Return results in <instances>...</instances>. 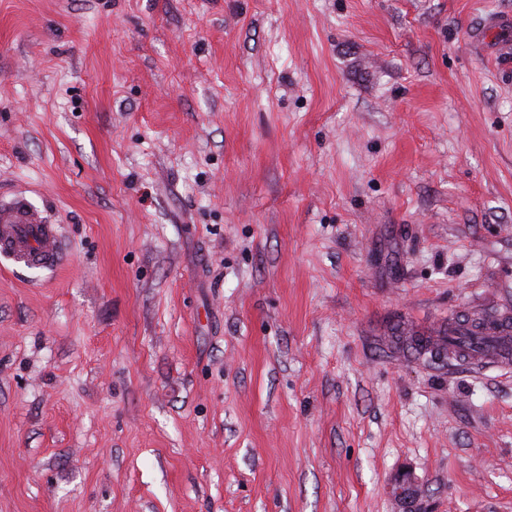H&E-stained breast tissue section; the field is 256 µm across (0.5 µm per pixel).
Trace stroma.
Listing matches in <instances>:
<instances>
[{"instance_id": "1", "label": "stroma", "mask_w": 512, "mask_h": 512, "mask_svg": "<svg viewBox=\"0 0 512 512\" xmlns=\"http://www.w3.org/2000/svg\"><path fill=\"white\" fill-rule=\"evenodd\" d=\"M512 0H0V512H512ZM63 234L23 194L0 203V255L16 265L53 269L63 259ZM510 350V336H483L469 350L467 359L483 366H497Z\"/></svg>"}]
</instances>
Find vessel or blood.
<instances>
[{"mask_svg": "<svg viewBox=\"0 0 512 512\" xmlns=\"http://www.w3.org/2000/svg\"><path fill=\"white\" fill-rule=\"evenodd\" d=\"M63 254L62 231L49 222L43 209L19 193L0 203L1 258L20 266L52 269L60 264ZM511 351L512 338L485 336L473 345L468 357L478 364L495 366Z\"/></svg>", "mask_w": 512, "mask_h": 512, "instance_id": "1", "label": "vessel or blood"}]
</instances>
